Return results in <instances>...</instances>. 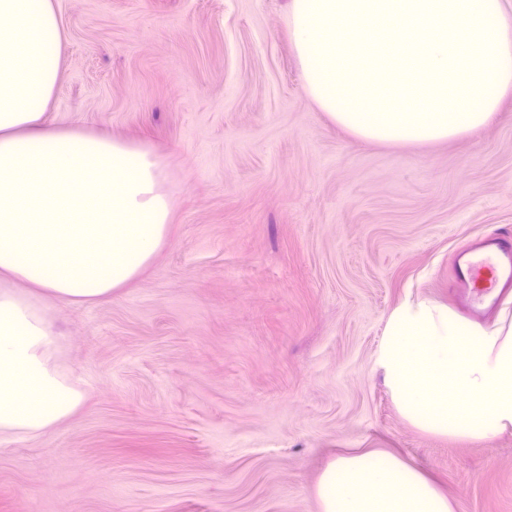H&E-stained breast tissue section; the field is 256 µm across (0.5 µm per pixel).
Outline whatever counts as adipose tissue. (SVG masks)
Returning a JSON list of instances; mask_svg holds the SVG:
<instances>
[{"label": "adipose tissue", "mask_w": 512, "mask_h": 512, "mask_svg": "<svg viewBox=\"0 0 512 512\" xmlns=\"http://www.w3.org/2000/svg\"><path fill=\"white\" fill-rule=\"evenodd\" d=\"M0 446L72 420L87 391L62 370L45 305L119 294L164 248L172 195L150 146L49 126L63 28L53 0H0ZM321 512H453L419 468L378 450L342 455Z\"/></svg>", "instance_id": "ef3b65f1"}]
</instances>
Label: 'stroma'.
<instances>
[{
  "mask_svg": "<svg viewBox=\"0 0 512 512\" xmlns=\"http://www.w3.org/2000/svg\"><path fill=\"white\" fill-rule=\"evenodd\" d=\"M55 6L48 123L151 145L173 211L120 295L48 305L90 402L0 446V512H319L326 465L370 449L454 512H512V432H422L374 367L389 313L458 309V251L512 229V99L467 137L365 142L308 99L288 0Z\"/></svg>",
  "mask_w": 512,
  "mask_h": 512,
  "instance_id": "1",
  "label": "stroma"
}]
</instances>
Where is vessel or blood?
I'll list each match as a JSON object with an SVG mask.
<instances>
[{"mask_svg":"<svg viewBox=\"0 0 512 512\" xmlns=\"http://www.w3.org/2000/svg\"><path fill=\"white\" fill-rule=\"evenodd\" d=\"M455 281L472 311L497 302L512 288V233H498L469 248L458 262Z\"/></svg>","mask_w":512,"mask_h":512,"instance_id":"1","label":"vessel or blood"}]
</instances>
